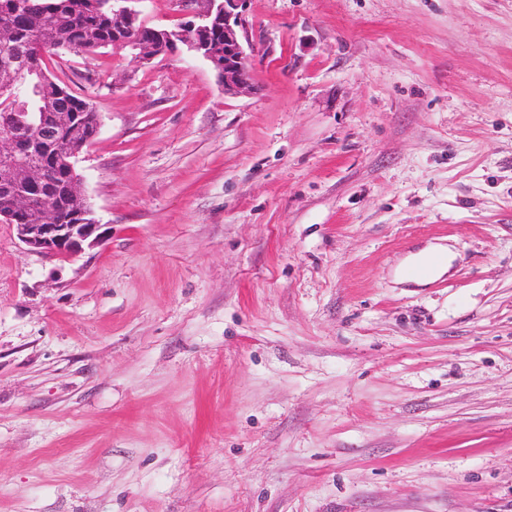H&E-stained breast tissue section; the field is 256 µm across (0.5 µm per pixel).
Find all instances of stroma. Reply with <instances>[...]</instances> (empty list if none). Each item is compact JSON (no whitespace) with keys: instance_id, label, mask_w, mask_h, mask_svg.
Listing matches in <instances>:
<instances>
[{"instance_id":"obj_1","label":"stroma","mask_w":512,"mask_h":512,"mask_svg":"<svg viewBox=\"0 0 512 512\" xmlns=\"http://www.w3.org/2000/svg\"><path fill=\"white\" fill-rule=\"evenodd\" d=\"M245 15L244 93L184 48L46 58L107 238L0 223V512H512V0ZM445 257H447L446 260ZM450 263L451 257L444 248L432 246L412 256L408 261L409 266L407 268L426 267L428 269L427 276L421 278L407 277L415 282L422 283L431 276H439L445 273L446 270H448Z\"/></svg>"}]
</instances>
